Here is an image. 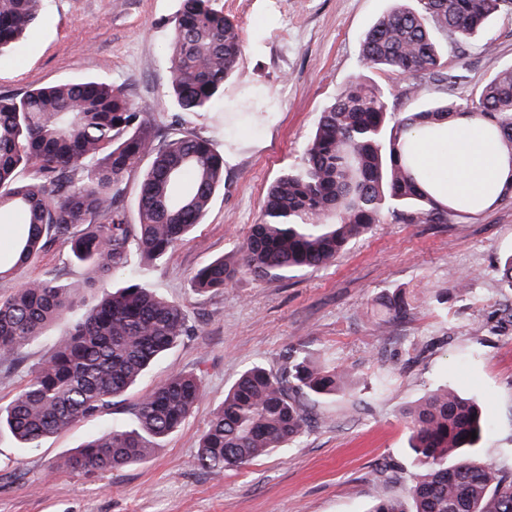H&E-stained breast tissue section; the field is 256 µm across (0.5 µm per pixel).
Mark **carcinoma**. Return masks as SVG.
I'll use <instances>...</instances> for the list:
<instances>
[{
    "instance_id": "carcinoma-1",
    "label": "carcinoma",
    "mask_w": 512,
    "mask_h": 512,
    "mask_svg": "<svg viewBox=\"0 0 512 512\" xmlns=\"http://www.w3.org/2000/svg\"><path fill=\"white\" fill-rule=\"evenodd\" d=\"M412 2L379 17L359 46L361 68L396 75L405 82L399 94L360 81L347 85L321 113L301 162L270 187L260 222L232 255L192 274L193 290L222 288L244 270L261 280H285L325 266L386 214L408 224H444L483 207L466 198L439 200L414 162L409 136L440 137L453 117L468 115L488 124L512 157V67L467 99L442 97L415 112L400 111L397 101L430 84L454 83L458 75L446 68L438 34L463 45L512 0ZM41 17L42 0H0V59ZM244 49L238 25L218 0H182L169 36L174 124L224 99V84ZM146 158L133 222L126 184ZM223 185L224 155L209 140L189 132L160 140L120 86L81 78L0 95V212L23 218L9 261L0 262V279L63 241L70 262L86 272L87 286L97 288L125 271L134 249L148 261L166 257L202 223ZM72 306L70 288L54 278L29 280L0 296V366L20 365L26 345L63 321ZM384 308L401 318L410 304L394 295ZM187 331L178 302L155 294L141 277L126 276L82 319L66 324L55 353L0 409V430L24 448H37L79 421L109 414ZM348 377L349 370L324 367L296 350L276 371L248 368L208 420L197 465L221 473L284 447L304 432L301 397L340 395ZM204 396L199 375L167 379L140 399L134 427L115 425L92 437L66 467L117 470L143 461ZM405 418L419 470L409 501L387 498L371 512H512V473L488 454L474 459L489 422L474 400L439 388L416 401Z\"/></svg>"
}]
</instances>
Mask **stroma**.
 <instances>
[{
  "instance_id": "1",
  "label": "stroma",
  "mask_w": 512,
  "mask_h": 512,
  "mask_svg": "<svg viewBox=\"0 0 512 512\" xmlns=\"http://www.w3.org/2000/svg\"><path fill=\"white\" fill-rule=\"evenodd\" d=\"M237 21L245 52L215 109L186 129L224 155V187L191 235L149 263L131 252L161 297L179 302L192 331L116 400L98 421H80L39 448L19 450L0 432V512H369L379 500L407 497L416 467L407 450L405 410L448 386L477 400L492 427L482 441L512 469V287L499 276L512 254V203L450 223L407 224L384 217L336 260L305 275L259 281L240 273L224 288L195 294L201 265L231 253L261 219L269 185L301 159L321 113L355 77L388 92L399 83L362 71L359 45L392 0H220ZM180 0H46L42 20L0 60V95L83 77L124 87L161 137L174 131L166 89L169 23ZM454 94L512 67V10L458 48ZM493 51H485V42ZM55 244L14 277L0 295L47 275L72 289L68 321L102 295ZM473 274L467 292L457 281ZM404 293L413 308L378 333L383 303ZM59 326L27 345L14 368L0 367V405L30 370L49 359ZM300 348L327 367L349 368L353 385L336 400L310 399L312 421L286 447L221 474L196 465L199 439L224 392L247 368L276 370L286 349ZM201 375L205 396L185 422L141 463L120 470L74 472L67 459L91 434L133 425L141 397L166 379Z\"/></svg>"
}]
</instances>
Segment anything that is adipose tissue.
Returning <instances> with one entry per match:
<instances>
[{
  "label": "adipose tissue",
  "mask_w": 512,
  "mask_h": 512,
  "mask_svg": "<svg viewBox=\"0 0 512 512\" xmlns=\"http://www.w3.org/2000/svg\"><path fill=\"white\" fill-rule=\"evenodd\" d=\"M419 160L448 196L486 199L492 189L512 177V160L502 152L487 127L460 117L441 137L415 138Z\"/></svg>",
  "instance_id": "1"
}]
</instances>
